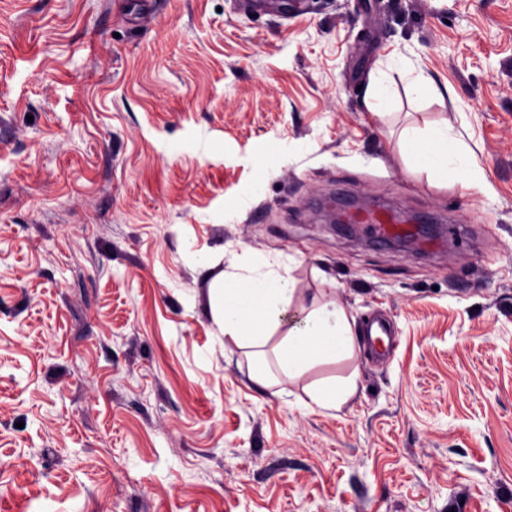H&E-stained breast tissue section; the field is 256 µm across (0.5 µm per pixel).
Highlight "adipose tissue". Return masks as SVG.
<instances>
[{"label":"adipose tissue","instance_id":"obj_1","mask_svg":"<svg viewBox=\"0 0 512 512\" xmlns=\"http://www.w3.org/2000/svg\"><path fill=\"white\" fill-rule=\"evenodd\" d=\"M407 146L439 179L457 176L470 164L467 153L454 146L453 131L445 125L420 130L408 139ZM285 264V258L271 257L245 267L239 276L221 273L210 282L213 316L223 321L225 338L254 348L250 378L260 386L274 378L294 381L312 362L345 357L352 348L350 321L345 310L334 303L312 301L302 308L298 323L283 327L281 317L294 293L284 274ZM279 328L284 334L276 346L277 367L272 370L262 348L271 331Z\"/></svg>","mask_w":512,"mask_h":512}]
</instances>
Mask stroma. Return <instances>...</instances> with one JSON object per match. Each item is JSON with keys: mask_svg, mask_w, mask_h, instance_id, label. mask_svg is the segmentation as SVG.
<instances>
[{"mask_svg": "<svg viewBox=\"0 0 512 512\" xmlns=\"http://www.w3.org/2000/svg\"><path fill=\"white\" fill-rule=\"evenodd\" d=\"M271 254L355 346L261 387L209 282ZM0 512H512V0H0ZM453 131L447 124L423 129L407 140L408 150L416 159H423L424 166L439 179L458 176L467 171L470 160L467 153L456 147ZM448 146H454L448 151ZM395 219L399 224L408 226V232L399 236L391 242L397 246L405 248L419 247L424 238H434L440 234L439 224H420L417 218H400ZM354 387L351 384L336 386V383L321 386L309 394L310 403L303 404L307 409L336 410L345 404L353 395Z\"/></svg>", "mask_w": 512, "mask_h": 512, "instance_id": "35a3bbf8", "label": "stroma"}]
</instances>
